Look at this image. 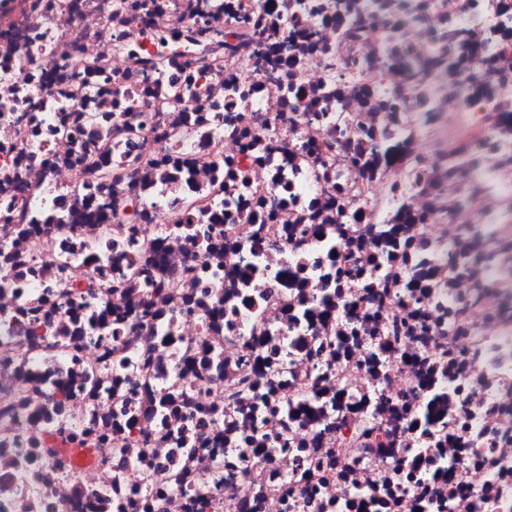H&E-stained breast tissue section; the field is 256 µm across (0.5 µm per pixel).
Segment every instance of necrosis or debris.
<instances>
[{
	"instance_id": "1",
	"label": "necrosis or debris",
	"mask_w": 512,
	"mask_h": 512,
	"mask_svg": "<svg viewBox=\"0 0 512 512\" xmlns=\"http://www.w3.org/2000/svg\"><path fill=\"white\" fill-rule=\"evenodd\" d=\"M31 2L0 13V512H512L506 0H215L222 46L195 0ZM108 134L102 135L98 131H94L87 139L82 143L83 152L78 158V162L84 164L87 160L95 163L99 157H102L107 153L110 146L106 141Z\"/></svg>"
}]
</instances>
